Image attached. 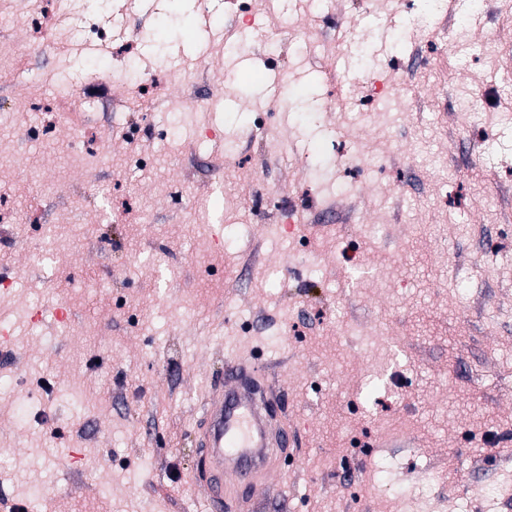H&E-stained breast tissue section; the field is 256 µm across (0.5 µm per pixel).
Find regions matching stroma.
Returning <instances> with one entry per match:
<instances>
[{
    "label": "stroma",
    "instance_id": "1",
    "mask_svg": "<svg viewBox=\"0 0 512 512\" xmlns=\"http://www.w3.org/2000/svg\"><path fill=\"white\" fill-rule=\"evenodd\" d=\"M72 7L105 55L0 0V502L205 512L191 422L254 353L300 441L257 512H512V0Z\"/></svg>",
    "mask_w": 512,
    "mask_h": 512
}]
</instances>
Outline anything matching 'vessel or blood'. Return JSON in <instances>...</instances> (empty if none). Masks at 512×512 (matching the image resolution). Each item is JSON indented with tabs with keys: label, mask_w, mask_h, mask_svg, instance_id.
Returning a JSON list of instances; mask_svg holds the SVG:
<instances>
[{
	"label": "vessel or blood",
	"mask_w": 512,
	"mask_h": 512,
	"mask_svg": "<svg viewBox=\"0 0 512 512\" xmlns=\"http://www.w3.org/2000/svg\"><path fill=\"white\" fill-rule=\"evenodd\" d=\"M282 400L255 358H225L193 427L201 460L191 480L209 512H238L243 498L268 494L296 439Z\"/></svg>",
	"instance_id": "1"
}]
</instances>
